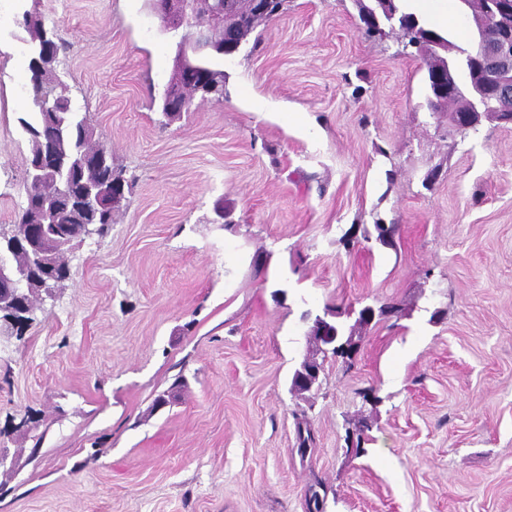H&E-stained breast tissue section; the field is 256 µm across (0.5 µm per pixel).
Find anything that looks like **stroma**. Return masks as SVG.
Instances as JSON below:
<instances>
[{"label":"stroma","instance_id":"obj_1","mask_svg":"<svg viewBox=\"0 0 512 512\" xmlns=\"http://www.w3.org/2000/svg\"><path fill=\"white\" fill-rule=\"evenodd\" d=\"M22 2L125 193L0 335V512H306L317 478L326 512H512V124L449 128L426 60L355 0H285L223 99L173 121L152 0H0L2 229L26 203ZM364 304L395 313L291 393L310 315ZM296 423V438H297V452L303 457L307 456L314 450L315 436L314 432L305 418V414H295Z\"/></svg>","mask_w":512,"mask_h":512}]
</instances>
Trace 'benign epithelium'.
Returning <instances> with one entry per match:
<instances>
[{"label":"benign epithelium","mask_w":512,"mask_h":512,"mask_svg":"<svg viewBox=\"0 0 512 512\" xmlns=\"http://www.w3.org/2000/svg\"><path fill=\"white\" fill-rule=\"evenodd\" d=\"M359 4L362 22L376 30L396 16L395 0H359ZM155 9L165 29L186 30L178 45L177 65L181 69L194 66L189 56L198 58L215 49L212 35L217 31L225 33L224 55L237 53L241 44L233 40V35L249 20L246 15L231 13L223 0H157ZM470 12L466 22L474 50L471 76L465 85L461 84L456 68L460 49L434 31L411 25L406 46L441 59L427 82L428 107L436 112L448 97L464 98L466 109L448 117V124L456 130L475 129L484 119L512 124V0H483L481 7ZM21 243L40 256L44 244L42 225L29 224L20 236L0 231V252ZM27 281V269L0 255V312L4 318L15 316L22 302L21 286ZM308 341L314 352L306 356L292 376L291 390L295 393L311 392L320 386L319 355L336 341V331L327 318L314 319Z\"/></svg>","instance_id":"1"}]
</instances>
